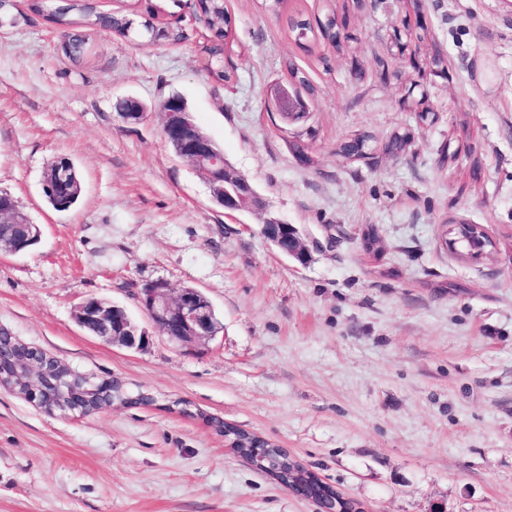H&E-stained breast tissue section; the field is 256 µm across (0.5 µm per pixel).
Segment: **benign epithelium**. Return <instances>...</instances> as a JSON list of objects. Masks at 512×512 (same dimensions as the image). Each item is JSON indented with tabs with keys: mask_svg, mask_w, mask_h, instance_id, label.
<instances>
[{
	"mask_svg": "<svg viewBox=\"0 0 512 512\" xmlns=\"http://www.w3.org/2000/svg\"><path fill=\"white\" fill-rule=\"evenodd\" d=\"M269 102L276 107L285 123L295 121V115L308 111L304 100L291 96L285 85L273 84L268 92ZM118 115L128 124L142 122L147 109L134 97L122 99ZM164 137L177 156L192 163L205 179L211 197L224 207L228 215L241 211L262 209V202L254 187L243 175L235 172L215 142L194 122L185 103L178 96L163 99L159 106ZM0 222L21 227L18 236H0V254L17 255L40 241L41 225L27 221L17 212V205L8 194L0 193ZM262 235L276 251L301 264L308 261L310 251L292 224L275 218L264 220ZM139 301L148 317L161 329L168 341L186 353H197L214 340L221 331L215 311L207 297L196 288L184 287L172 294L164 280L146 283L140 288ZM75 322L104 342L127 349H143L149 343L145 331L133 322L122 305L105 299L89 298L79 304L73 313ZM40 372L34 363L26 373H15L21 383V395L35 404H43L41 386L33 381ZM307 474L295 472L288 488L314 500L318 512H331L306 486Z\"/></svg>",
	"mask_w": 512,
	"mask_h": 512,
	"instance_id": "7a95c632",
	"label": "benign epithelium"
}]
</instances>
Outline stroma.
Returning a JSON list of instances; mask_svg holds the SVG:
<instances>
[{"label": "stroma", "mask_w": 512, "mask_h": 512, "mask_svg": "<svg viewBox=\"0 0 512 512\" xmlns=\"http://www.w3.org/2000/svg\"><path fill=\"white\" fill-rule=\"evenodd\" d=\"M151 42L88 32L80 61L28 0H0V192L41 224L40 241L0 256V331L73 372L153 396L87 415L48 414L0 387V512H317L224 442L226 422L284 448L365 512H512V0H225L234 80L205 69L209 31L192 0ZM348 11L346 51L291 38L295 15ZM422 22L415 56L391 53ZM183 28L186 40L168 38ZM445 73L434 72V52ZM297 68L309 112L284 124L267 89ZM421 85L436 110L403 98ZM183 97L199 127L252 182L265 212L228 217L166 142L157 106ZM147 108L124 124L119 99ZM411 141L389 150L395 132ZM370 136L366 157L337 155ZM68 157L77 206L43 193ZM297 227L306 264L280 255L265 217ZM481 225L479 258L441 242ZM164 280L212 304L222 332L203 353L175 349L140 308ZM90 297L123 305L144 349L99 340L73 318Z\"/></svg>", "instance_id": "stroma-1"}]
</instances>
